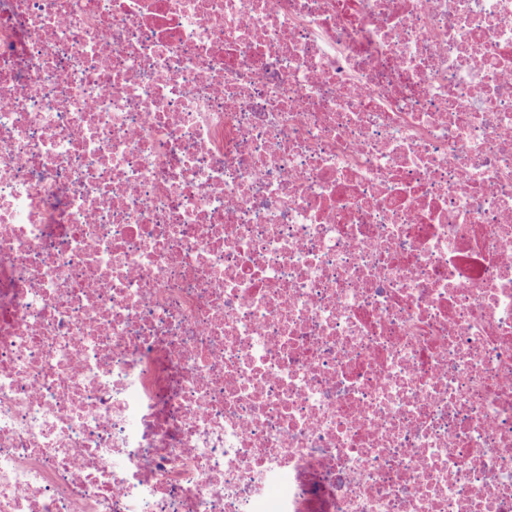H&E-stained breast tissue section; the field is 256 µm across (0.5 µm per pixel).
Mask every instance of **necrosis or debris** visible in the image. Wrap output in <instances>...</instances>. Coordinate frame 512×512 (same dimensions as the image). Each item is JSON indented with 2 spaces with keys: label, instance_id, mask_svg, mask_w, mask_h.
Returning <instances> with one entry per match:
<instances>
[{
  "label": "necrosis or debris",
  "instance_id": "1",
  "mask_svg": "<svg viewBox=\"0 0 512 512\" xmlns=\"http://www.w3.org/2000/svg\"><path fill=\"white\" fill-rule=\"evenodd\" d=\"M0 512H512V0H0Z\"/></svg>",
  "mask_w": 512,
  "mask_h": 512
}]
</instances>
